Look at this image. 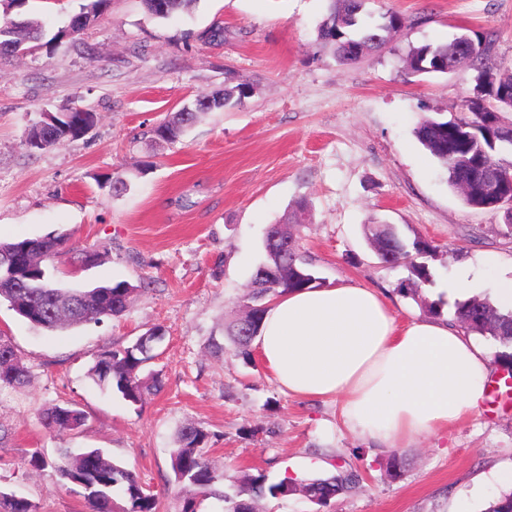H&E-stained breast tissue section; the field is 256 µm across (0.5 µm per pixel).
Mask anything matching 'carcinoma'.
<instances>
[{"instance_id":"1","label":"carcinoma","mask_w":512,"mask_h":512,"mask_svg":"<svg viewBox=\"0 0 512 512\" xmlns=\"http://www.w3.org/2000/svg\"><path fill=\"white\" fill-rule=\"evenodd\" d=\"M107 0H92L83 11L72 17L50 39L75 40L87 25L99 16ZM194 0H142L147 13L168 19L188 9ZM366 0H329L328 15L318 28L317 42L329 48L343 64L359 62L364 57L382 51L391 33L400 29L404 18L396 12H386L378 22L371 21L365 10ZM45 33L35 17L0 25V46L4 53L17 54L32 42H42ZM496 39L491 33H462L447 44H429L413 50L406 59L412 74L448 73L450 68L467 66L477 73H493L480 100L465 103V111L449 119L428 115L419 117L414 133L423 147L446 169L448 183L460 192L463 203L471 208L494 209L495 202L480 190L483 174L492 170L512 187V157L504 154L503 145H512V71L501 70L492 63ZM242 87L226 86L199 95L195 101L174 112L154 128L156 137L164 142L181 140L199 114L221 110ZM78 140V136L58 130L48 133L40 122L24 133L23 145L30 152L63 146ZM279 229L271 224L264 237V259L253 272L244 297L243 319L227 326L230 351L249 361L251 345L260 332L268 310L267 299L274 295L309 289L317 277L300 243L284 260H278L275 241ZM365 237L378 259L385 264L404 263L410 272V291L418 292L432 281L429 267L416 257L437 250L426 240L407 244L394 224L374 222L364 229ZM67 251V239L49 233L43 237L0 240V270L13 259L21 263L26 287L8 281L0 284V300L11 310L24 309L23 318L30 324L49 332L67 331L88 322L101 323L122 315L128 308L137 286L127 281L91 287L64 286L55 281L51 268L59 254ZM454 320L468 333L489 338L495 345L494 359L512 374V310L501 311L490 300H467L455 305ZM164 335L154 326L128 346L102 352L89 376L96 385L121 396L130 405L144 403L146 396L163 389L162 380L149 371L155 345ZM9 346V356L0 352V385H22L27 368L10 341L0 336V347ZM87 422L86 414L70 404L53 405L42 415V425L50 432L77 431ZM210 433L187 425L178 436L179 446L171 455L175 481L190 489L182 501L180 512H199L201 502L216 498L225 503L224 512H254V501L266 495L288 496L300 492L309 502L327 505L331 499L352 491L361 481L353 470L340 471L326 478H314L296 485L279 482L266 485L265 475L240 470L233 475L240 493L250 499H232L224 490V472L216 470L205 455ZM58 471L67 483L86 481L81 487L87 512H115L114 497L119 496L126 506L121 512H157L156 495L146 491L138 476L131 470L105 457L98 448H86L78 454L60 452ZM0 512H36L35 505L24 497L0 492Z\"/></svg>"}]
</instances>
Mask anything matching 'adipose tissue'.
Listing matches in <instances>:
<instances>
[{"label": "adipose tissue", "mask_w": 512, "mask_h": 512, "mask_svg": "<svg viewBox=\"0 0 512 512\" xmlns=\"http://www.w3.org/2000/svg\"><path fill=\"white\" fill-rule=\"evenodd\" d=\"M254 345L280 390L338 400L341 422L376 449L472 415L491 380L487 352L457 324L397 321L387 292L354 284L278 297Z\"/></svg>", "instance_id": "obj_1"}]
</instances>
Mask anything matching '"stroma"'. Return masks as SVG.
<instances>
[{
  "label": "stroma",
  "instance_id": "stroma-1",
  "mask_svg": "<svg viewBox=\"0 0 512 512\" xmlns=\"http://www.w3.org/2000/svg\"><path fill=\"white\" fill-rule=\"evenodd\" d=\"M87 2L28 0L27 10L51 35ZM327 9L328 0H194L163 20L141 0H109L81 39L0 58V239L69 234L71 247L104 257L83 268L61 255L59 280L137 287L121 316L58 333L0 303V336L28 370L23 386L0 387V491L25 495L36 512H85L57 472L58 451L99 448L158 495L160 512H179L171 454L193 424L211 433L207 456L228 477L246 469L272 484L284 467L297 483L341 469L362 476L329 506L294 493L260 500L261 512H484L506 492L497 477L512 468V393L447 434L377 451L338 425L335 403L284 394L260 361L211 347L244 312L267 225L291 211L317 287L387 289L401 320L428 316L431 285L403 293L408 269L377 259L366 224L436 244L426 259L434 283L465 267L482 298L493 286L487 255L512 271L503 211L465 206L413 133L419 115L460 112L474 71L410 75L404 64L412 49L467 29L494 32L495 62L512 69V0H368L372 16L393 10L405 24L386 50L354 64L316 44ZM216 26L224 37L213 41ZM227 84L244 95L202 114L181 141L156 139L167 116ZM71 107L97 112L89 134L47 151L23 146L42 113ZM117 174L128 186L116 194ZM156 325L163 392L138 407L93 383L100 353ZM55 404L84 410L86 426L46 431L41 414ZM35 453L42 466H31Z\"/></svg>",
  "mask_w": 512,
  "mask_h": 512
}]
</instances>
